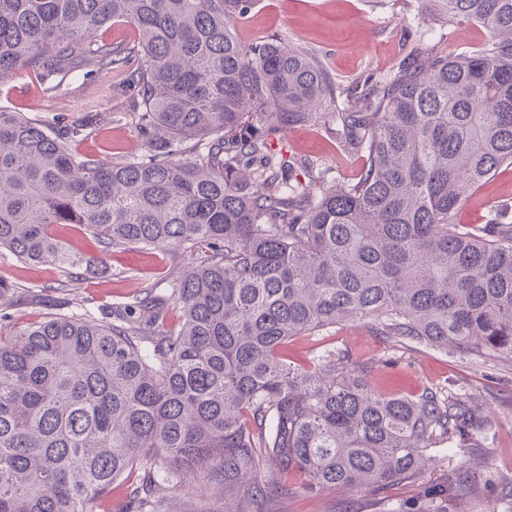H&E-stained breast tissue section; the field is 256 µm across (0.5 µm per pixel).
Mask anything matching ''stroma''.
Wrapping results in <instances>:
<instances>
[{
  "label": "stroma",
  "mask_w": 512,
  "mask_h": 512,
  "mask_svg": "<svg viewBox=\"0 0 512 512\" xmlns=\"http://www.w3.org/2000/svg\"><path fill=\"white\" fill-rule=\"evenodd\" d=\"M237 36L246 43L279 38L314 50L328 73L344 84H375L396 72L409 47L427 44L442 54L474 52L488 33L475 23L447 26L435 14L432 0H254L238 17ZM0 107L36 119L65 123L91 121L82 151L103 157L140 154L130 112L131 91L112 73H69L63 87L46 91L31 75L17 72L0 80ZM284 155L327 169L331 184L354 179L361 156L336 144L324 122L284 129L272 137ZM512 207V166H504L459 207L460 224H482L493 210ZM107 262L112 275L84 281L77 293L89 308L116 309L135 302L144 285L166 288L179 274L183 256L149 249H117ZM0 276L14 279L23 296L10 309L21 323L50 312L57 298L58 271L48 266H21L0 249ZM328 350L347 353L371 366L370 382L381 392L411 396L427 388H443L473 400L492 422L494 435L457 453L441 443L429 448L431 462L421 475L383 491L330 488L298 491L279 499L278 512H406L428 488L446 485L453 468L464 466L486 473L490 482L468 499L449 498L448 512H505V489L512 485V360L485 359L395 342L372 333L363 322L333 326L312 336H295L283 346L285 361L302 368Z\"/></svg>",
  "instance_id": "35a3bbf8"
}]
</instances>
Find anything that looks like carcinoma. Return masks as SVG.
<instances>
[{"label":"carcinoma","instance_id":"carcinoma-1","mask_svg":"<svg viewBox=\"0 0 512 512\" xmlns=\"http://www.w3.org/2000/svg\"><path fill=\"white\" fill-rule=\"evenodd\" d=\"M489 38L469 55L416 44L381 86H345L316 54L233 29L252 0H0V79L55 92L75 68L119 72L144 153H80L88 125L0 108V248L59 271L60 312L0 325V512H95L143 470L136 512L207 473L225 512L245 495L386 489L464 449L491 423L462 397L388 396L370 367L329 351L280 358L293 336L364 321L381 336L512 359L509 210L458 224L461 203L512 166V0H434ZM127 23L133 47L97 41ZM326 117L359 177L336 188L272 149ZM89 232L100 254L55 226ZM118 248L191 256L135 305L97 319L73 291ZM15 285L0 277V321ZM181 315L167 326L170 308ZM269 461L272 475L257 474ZM469 494L482 476L451 477Z\"/></svg>","mask_w":512,"mask_h":512}]
</instances>
